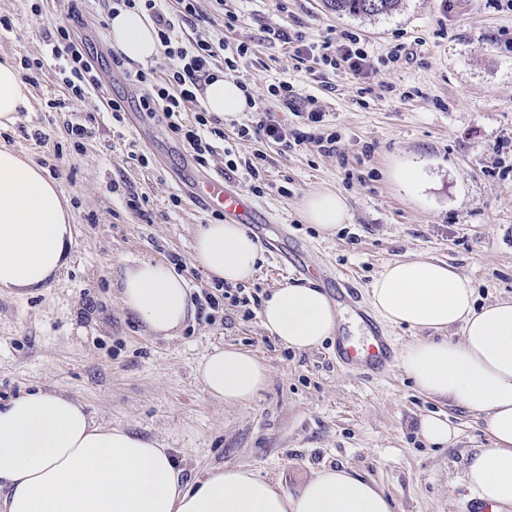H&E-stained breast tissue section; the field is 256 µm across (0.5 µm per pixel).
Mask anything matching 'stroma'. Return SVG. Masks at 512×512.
Masks as SVG:
<instances>
[{"label": "stroma", "mask_w": 512, "mask_h": 512, "mask_svg": "<svg viewBox=\"0 0 512 512\" xmlns=\"http://www.w3.org/2000/svg\"><path fill=\"white\" fill-rule=\"evenodd\" d=\"M195 28L247 43L251 54L238 81L252 90L254 112L265 111L288 129L303 128L304 114L286 109L267 88L288 82L316 96L321 131L335 133L336 150L239 141L235 124L224 133L244 155H266V180L257 202L275 223L257 241L263 261L245 281L266 297L288 283L306 282L303 263L341 275L370 312L369 287L396 260L437 259L469 278L477 305L512 297V158L494 142L512 137V10L494 0H401L398 10L375 17L339 16L323 0H199ZM240 22L224 24V10ZM11 31L0 30V61L42 58L28 79L30 107L0 128V145L40 167L57 184L73 214L75 246L68 266L49 287L32 293L0 291V405L42 388L82 401L101 423L152 437L169 449L187 479L214 468L241 466L271 478L292 495L324 465L348 467L373 480L393 512H470L475 494L462 472L473 449L490 447L481 417L418 391L400 356L418 333L382 324L395 356L385 372L364 380L336 355L335 339L296 352L263 329L259 313L225 304L208 321L194 311L178 336L149 334L122 306L118 279L127 262H172L192 301L215 286L194 266L197 225L214 212L194 203L188 186L200 174L224 173V155L199 165L164 122L137 112L144 88L112 63L107 0H85L74 42H87L100 87L77 111L49 109L67 97L56 62L40 36L43 26L68 23V0H0ZM288 25L307 43L322 44L340 31L367 47L368 77L355 79L300 60L292 45L269 29ZM400 58L390 59L395 46ZM124 100L123 122L109 102ZM72 124L91 135L74 146ZM50 136L40 143L36 132ZM147 155L140 166L138 155ZM415 166L418 186L398 179ZM344 196L350 218L334 233L305 223L300 205L310 192ZM143 196V214L127 205L128 191ZM255 354L269 381L254 399L227 406L212 399L196 365L215 346ZM447 415L453 445H429L422 416Z\"/></svg>", "instance_id": "35a3bbf8"}]
</instances>
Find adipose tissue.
Wrapping results in <instances>:
<instances>
[{
    "label": "adipose tissue",
    "instance_id": "1",
    "mask_svg": "<svg viewBox=\"0 0 512 512\" xmlns=\"http://www.w3.org/2000/svg\"><path fill=\"white\" fill-rule=\"evenodd\" d=\"M113 46L126 62L147 64L160 52L143 12L125 7L109 18ZM29 105L17 68L0 62V126ZM203 105L224 120L252 105L231 77L211 81ZM305 223L330 233L349 218L343 196L308 194ZM74 244L72 214L54 181L15 151L0 147V288L46 287L64 268ZM262 255L246 226L198 225L193 261L210 277L237 284ZM123 306L156 336L176 335L193 313L186 281L160 260L125 265ZM370 301L394 325L423 331L402 366L415 387L483 416L491 445L477 449L463 471L481 500L512 508V300L479 307L470 280L443 262L395 261L373 280ZM263 328L285 347L307 351L335 336L339 312L314 283L272 292L261 308ZM460 327L454 341L445 330ZM198 375L208 393L227 405L252 400L269 371L252 352L217 347L203 356ZM0 512H392L372 480L347 468L324 466L297 495L243 467L210 471L188 481L154 439L98 424L77 399L36 389L0 407Z\"/></svg>",
    "mask_w": 512,
    "mask_h": 512
}]
</instances>
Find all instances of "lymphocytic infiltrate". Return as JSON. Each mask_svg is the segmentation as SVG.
<instances>
[{
    "mask_svg": "<svg viewBox=\"0 0 512 512\" xmlns=\"http://www.w3.org/2000/svg\"><path fill=\"white\" fill-rule=\"evenodd\" d=\"M113 2L147 12L157 28L162 55L169 62L164 79H155L153 73L142 70L134 75L135 83H147L152 87L151 94L140 99V110L163 113L171 133L192 149L199 164H206L208 158L218 150L217 140L224 137L218 118L202 109L196 113L194 124L188 125L181 121L180 114L185 111L187 104L197 102L199 92L203 91L207 81L215 78L217 70H224L228 75L238 71L241 62L250 53L248 44H239L235 50L228 52L223 42L209 35L199 32L189 38L182 36L184 25L197 16V0H178L179 7L174 11L162 7V0ZM271 35L275 40L295 44L297 56L317 55L324 65L342 74L357 79L368 72V54L356 33L341 31L336 42L326 41L317 47L303 44L300 36L292 34L284 26L272 29ZM42 38L52 56L58 59L59 71L69 91L68 98L49 101L48 106L57 111L73 108L99 85L90 50L87 44L75 43L69 28L63 25L45 28ZM237 137L243 141H273L282 145L290 141L298 145L310 144L325 154L333 153L336 144L335 136L313 130L288 133L286 128L267 115L239 125Z\"/></svg>",
    "mask_w": 512,
    "mask_h": 512,
    "instance_id": "f902f5d3",
    "label": "lymphocytic infiltrate"
}]
</instances>
